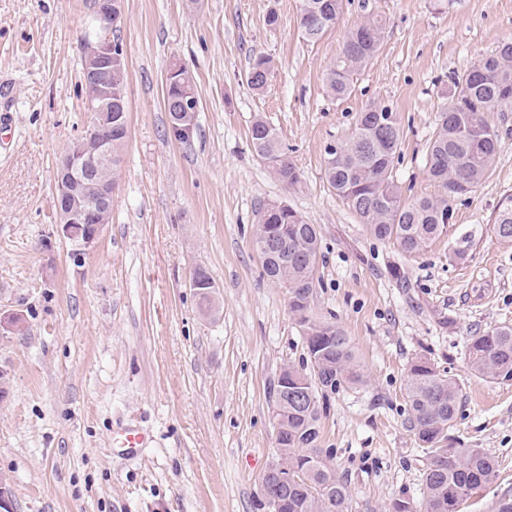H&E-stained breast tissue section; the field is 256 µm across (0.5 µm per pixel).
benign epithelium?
<instances>
[{
    "label": "benign epithelium",
    "mask_w": 512,
    "mask_h": 512,
    "mask_svg": "<svg viewBox=\"0 0 512 512\" xmlns=\"http://www.w3.org/2000/svg\"><path fill=\"white\" fill-rule=\"evenodd\" d=\"M123 0L94 2V34L83 39L85 61V109L88 120L80 135L72 140L61 156L55 177L56 232L66 241L75 242L74 224H86L90 232L77 243L75 253L91 248L99 239L112 215L114 183L101 177L112 168V113L124 110L119 99L112 98V73L124 66L120 45L112 41L123 14ZM176 112L170 116L177 131L187 127V119L198 109V99L189 93L171 102ZM272 477L288 482V467L269 465L260 476L261 484Z\"/></svg>",
    "instance_id": "1"
}]
</instances>
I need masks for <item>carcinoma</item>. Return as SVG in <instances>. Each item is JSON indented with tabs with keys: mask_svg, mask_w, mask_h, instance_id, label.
<instances>
[{
	"mask_svg": "<svg viewBox=\"0 0 512 512\" xmlns=\"http://www.w3.org/2000/svg\"><path fill=\"white\" fill-rule=\"evenodd\" d=\"M343 0H302L299 28L303 38L316 42L332 28ZM385 22L368 17L347 35L342 52L325 76L332 97L343 99L354 76L380 49ZM272 59H253L247 83L261 91L272 73ZM512 42L453 79L448 102L438 116L429 141L426 167L438 193L412 202L404 200L394 175L400 154L402 127L398 113L388 105L369 106L358 113L354 131L336 152L327 153L325 178L336 196L378 240L394 241L406 253L418 254L444 233L453 218L451 200L467 195L484 179L498 149V133L487 114L512 99ZM128 122L112 124V170H118L127 138ZM250 141L257 156L285 187L299 183L295 165L288 159L276 131L264 120L253 122ZM493 232L512 240V198L499 209ZM320 233L295 210L281 213L264 208L253 239L273 240L288 252V263H262L263 274L288 285L289 312L300 318L306 356L323 364L319 380L306 390L311 402L295 401V383L303 371L290 367L282 375L284 386L278 404L277 448L280 459L296 481L284 486L269 480L278 512H349L350 489L336 470L317 451L322 416L320 398L327 391L365 383L352 346L335 323L311 315L314 273L319 260ZM467 356L472 370L496 383L512 382V325H502L468 339ZM405 398L414 431L427 458L423 474L422 502L393 504L391 512H462V506L497 478L498 462L480 448H464L451 438L458 413L459 389L426 357L409 364Z\"/></svg>",
	"mask_w": 512,
	"mask_h": 512,
	"instance_id": "1",
	"label": "carcinoma"
}]
</instances>
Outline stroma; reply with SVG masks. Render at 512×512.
I'll return each mask as SVG.
<instances>
[{
  "mask_svg": "<svg viewBox=\"0 0 512 512\" xmlns=\"http://www.w3.org/2000/svg\"><path fill=\"white\" fill-rule=\"evenodd\" d=\"M91 5L0 0V311L22 320L0 335V481L12 512H268L259 477L278 457L270 388L307 364L288 292L263 276L252 247L262 207L280 202L320 229L312 314L344 331L367 377L321 400L319 446L349 485L350 512L421 499L426 456L404 395L419 356L459 387L451 436L499 463L497 482L463 512H493L512 494V383L474 373L466 350L475 333L512 325V242L492 230L512 197V106L488 115L499 147L486 177L419 254L375 240L324 169L359 112L389 105L403 129V195H433L426 145L450 79L512 41V0H343L314 43L299 30L301 0H124L115 36L128 138L112 222L78 253L54 233V172L87 120ZM369 16L386 22L383 45L335 99L325 74ZM258 55L275 63L259 93L247 84ZM175 63L199 98L185 142L164 107ZM258 118L297 166L295 187L253 151ZM466 234L460 263L451 253ZM198 267L217 285L216 316L189 286ZM124 427L146 433V447H113Z\"/></svg>",
  "mask_w": 512,
  "mask_h": 512,
  "instance_id": "1",
  "label": "stroma"
}]
</instances>
